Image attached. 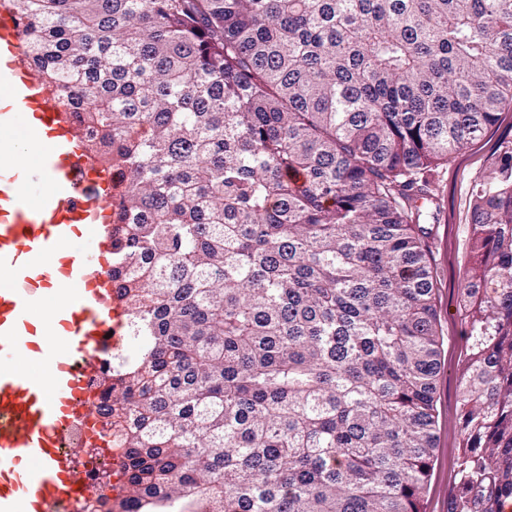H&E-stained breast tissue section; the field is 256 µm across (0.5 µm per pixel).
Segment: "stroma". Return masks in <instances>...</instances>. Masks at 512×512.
Here are the masks:
<instances>
[{"instance_id": "obj_1", "label": "stroma", "mask_w": 512, "mask_h": 512, "mask_svg": "<svg viewBox=\"0 0 512 512\" xmlns=\"http://www.w3.org/2000/svg\"><path fill=\"white\" fill-rule=\"evenodd\" d=\"M512 138V111L469 147L439 165L440 214L429 225L428 245L435 273L438 333L443 341L441 370L435 394L436 444L424 496L425 512H448L450 493L458 481L461 361L467 347V327L459 312L460 294L472 255L469 227L472 222L471 188L497 159L501 140Z\"/></svg>"}]
</instances>
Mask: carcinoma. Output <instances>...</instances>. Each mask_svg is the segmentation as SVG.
I'll return each mask as SVG.
<instances>
[{"mask_svg": "<svg viewBox=\"0 0 512 512\" xmlns=\"http://www.w3.org/2000/svg\"><path fill=\"white\" fill-rule=\"evenodd\" d=\"M117 173L120 512H421L434 170L512 105V0H9ZM471 189L450 512L512 508V139Z\"/></svg>", "mask_w": 512, "mask_h": 512, "instance_id": "1", "label": "carcinoma"}]
</instances>
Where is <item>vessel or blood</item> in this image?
I'll list each match as a JSON object with an SVG mask.
<instances>
[{
	"label": "vessel or blood",
	"mask_w": 512,
	"mask_h": 512,
	"mask_svg": "<svg viewBox=\"0 0 512 512\" xmlns=\"http://www.w3.org/2000/svg\"><path fill=\"white\" fill-rule=\"evenodd\" d=\"M18 103L0 113V512H50L91 490L95 434L67 447V429L96 417L83 388L114 348L107 334L123 308L102 223L108 205L71 118L22 55L14 15L0 11V78ZM46 135L51 145L24 168L19 143ZM38 193V207L27 196Z\"/></svg>",
	"instance_id": "1"
}]
</instances>
